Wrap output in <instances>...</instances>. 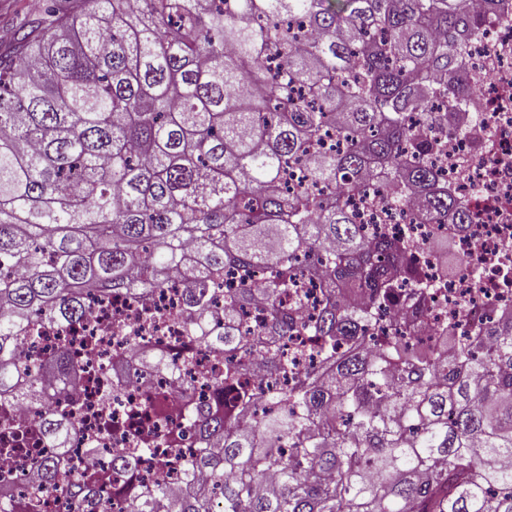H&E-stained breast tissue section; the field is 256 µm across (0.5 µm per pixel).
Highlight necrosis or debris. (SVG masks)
I'll return each instance as SVG.
<instances>
[{
    "mask_svg": "<svg viewBox=\"0 0 512 512\" xmlns=\"http://www.w3.org/2000/svg\"><path fill=\"white\" fill-rule=\"evenodd\" d=\"M467 55L469 76H492L481 86L483 116L468 123L465 135H449L448 158L438 169L456 195L468 203L471 224L453 234L445 224L417 223L413 206L393 210L379 197L366 212L360 201L352 203L367 233H376L378 226L385 224L395 233L410 236L416 243V267L425 278L438 282L426 308L417 307L411 288L403 290L408 307L415 309L422 325L417 340L423 344L434 341L440 326L453 323L458 334L467 335L475 327L495 322L501 310L512 306V258L505 256L512 248V4L482 15L481 30L468 45ZM448 233L453 236L457 256L475 264L477 276L463 274L443 280L431 243ZM182 288L176 277L169 288L155 294L150 308L155 326L143 334L145 344L172 355L180 354L186 343L176 317ZM86 305L92 313L88 327L102 332L104 341L94 356L81 353L77 360L87 366H104L102 390L121 387V398L126 401L138 398L146 388L163 385V378L155 375L130 379L125 367L116 362L125 346L112 338V324L120 320L138 325L142 306L123 292L112 293L105 300L95 294L87 296Z\"/></svg>",
    "mask_w": 512,
    "mask_h": 512,
    "instance_id": "obj_1",
    "label": "necrosis or debris"
}]
</instances>
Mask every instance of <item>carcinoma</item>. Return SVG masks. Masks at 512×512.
Listing matches in <instances>:
<instances>
[{
  "label": "carcinoma",
  "mask_w": 512,
  "mask_h": 512,
  "mask_svg": "<svg viewBox=\"0 0 512 512\" xmlns=\"http://www.w3.org/2000/svg\"><path fill=\"white\" fill-rule=\"evenodd\" d=\"M292 18L307 24L298 36ZM479 25L469 0L45 4L0 54V456L33 439L54 452L35 457L37 489L19 501L0 476V512H44L60 487L76 512H108L126 485L135 512H512V309L426 345L405 340L403 316L369 350L398 281L422 299L434 285L409 265L411 239L369 241L349 206L384 193L416 202L420 222L471 223L434 159L465 132L450 119ZM312 256L325 302L303 319ZM174 275L177 317L215 353L202 379L221 396L197 398L142 344L130 369L168 377L182 421L123 439L106 470L100 435L69 464L84 408L61 410L42 373L95 393L101 368L68 342L31 369L23 344L43 323L83 329L91 292L147 308ZM249 306L264 329L242 336ZM300 336L321 368L278 352ZM162 399L128 412L163 425ZM261 399L277 409L258 414ZM182 438L186 460L165 452ZM143 458L178 469L185 491L130 484Z\"/></svg>",
  "instance_id": "1"
}]
</instances>
